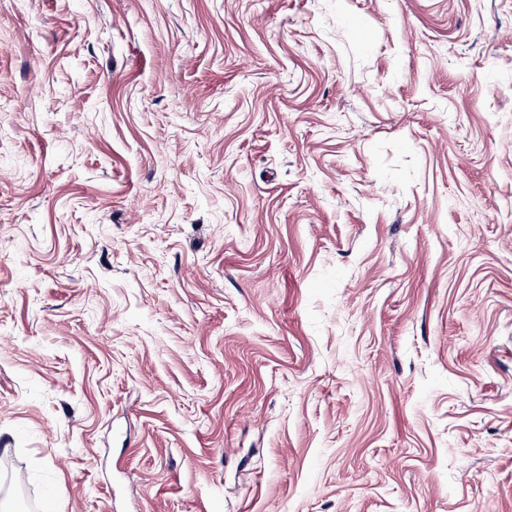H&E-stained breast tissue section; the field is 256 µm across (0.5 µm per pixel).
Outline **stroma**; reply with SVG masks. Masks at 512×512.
<instances>
[{
  "label": "stroma",
  "instance_id": "stroma-1",
  "mask_svg": "<svg viewBox=\"0 0 512 512\" xmlns=\"http://www.w3.org/2000/svg\"><path fill=\"white\" fill-rule=\"evenodd\" d=\"M0 512H512V0H0Z\"/></svg>",
  "mask_w": 512,
  "mask_h": 512
}]
</instances>
